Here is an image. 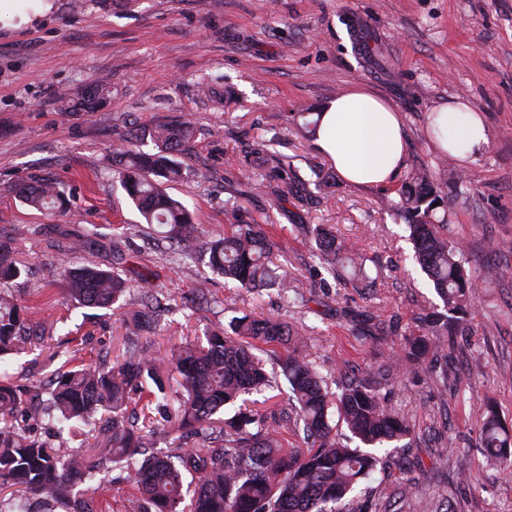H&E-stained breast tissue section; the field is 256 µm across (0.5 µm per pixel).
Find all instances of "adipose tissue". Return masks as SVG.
Returning <instances> with one entry per match:
<instances>
[{"instance_id": "ef3b65f1", "label": "adipose tissue", "mask_w": 512, "mask_h": 512, "mask_svg": "<svg viewBox=\"0 0 512 512\" xmlns=\"http://www.w3.org/2000/svg\"><path fill=\"white\" fill-rule=\"evenodd\" d=\"M319 118L315 143L342 178L356 185L392 184L403 165L404 130L384 99L356 87L336 96ZM429 124L440 147L462 158L488 143L482 117L465 104L439 107Z\"/></svg>"}]
</instances>
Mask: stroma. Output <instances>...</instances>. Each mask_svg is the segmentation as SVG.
I'll return each instance as SVG.
<instances>
[{
    "instance_id": "1",
    "label": "stroma",
    "mask_w": 512,
    "mask_h": 512,
    "mask_svg": "<svg viewBox=\"0 0 512 512\" xmlns=\"http://www.w3.org/2000/svg\"><path fill=\"white\" fill-rule=\"evenodd\" d=\"M39 22L0 16V241L12 242L26 272L0 286L46 346L0 360V382L51 387L76 365L123 351L126 320L140 309L141 280L166 305L153 352L171 350L232 317H281L305 336L306 353L334 385L340 374L384 365L401 334H422V314L441 300L414 259L404 224L395 223L378 187L343 180L314 140L297 131L295 112L320 111L355 86L400 112L403 173L433 167L440 155L428 117L462 102L483 117L488 144L457 159L448 176L449 237L479 285L462 336L448 351V378L397 371L388 404L410 423L409 448H383L364 489L376 512H512V469L481 452L486 402L512 424V0H54ZM234 90L218 104L204 78ZM107 82L94 112H65L62 92ZM186 117L195 137L183 156L193 171L170 187L202 237L235 224L274 227L272 259L287 263L306 305L276 290L225 287L204 265L130 234L138 211L112 169L128 124ZM282 155L279 175L250 168L249 145ZM58 179L65 213L20 203L21 180ZM302 224L331 225L365 260L370 288L340 286L313 254ZM97 232L95 248L72 266L119 274L131 288L109 309L70 298L59 276V245ZM398 323L400 333L363 343L349 314ZM133 491L126 470L107 464L99 479L76 484L80 512H119Z\"/></svg>"
}]
</instances>
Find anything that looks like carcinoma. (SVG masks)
Listing matches in <instances>:
<instances>
[{"label": "carcinoma", "mask_w": 512, "mask_h": 512, "mask_svg": "<svg viewBox=\"0 0 512 512\" xmlns=\"http://www.w3.org/2000/svg\"><path fill=\"white\" fill-rule=\"evenodd\" d=\"M111 86L99 83L61 97L66 112H91L103 105ZM195 135L186 120L144 128L122 139L116 147L114 175L136 206L147 231L168 242L182 259L199 260L213 274L237 288H276L293 292L288 267L270 260L274 243L264 225L240 224L231 234L203 241L188 208L170 196L163 185L191 175L177 154ZM148 140L151 149L134 148ZM249 164L271 173L281 169L282 156L258 142L249 151ZM445 183L428 168L408 174L397 198H387V209L406 223L418 261L432 281L446 313L432 319L425 336H405L394 363L404 369L427 364L431 372L448 377V345L462 334L461 321L478 288L477 277L465 267L461 244L448 238V215L436 216L443 202ZM25 205L39 211L64 210V187L55 180L14 186ZM320 260L331 271H347L350 281H365L367 274L353 250L324 224L309 227ZM63 276L72 297L88 307L108 308L129 289L127 280L95 267L74 268L62 262ZM22 273L10 242H0V282ZM146 297L132 319L130 340L156 333L161 302L148 282L140 285ZM32 339L19 308L0 295V357L20 354ZM284 349L279 357L282 374L297 403L288 409L249 399L278 387L277 373L266 370L256 354L260 346ZM305 339L280 318L235 317L230 331H210L205 342H184L172 350L171 371L181 378L183 391L170 393L166 380L145 351L131 352L110 365L81 364L57 376L48 423L58 436L93 426L101 437L94 456H69L60 446L28 434L19 413L31 394L22 388L0 385V512H28L22 498L37 495L48 503L65 499L71 484L96 476L102 460L130 470L138 494L128 500L126 512H370L371 500L354 496L380 464L374 449L399 444L411 435L404 417L386 405L380 393L384 374L366 369L359 376L338 382L337 391L325 385L304 352ZM151 397L139 423L125 418L132 395ZM236 406L229 418L226 407ZM338 417L351 438V447L336 438L333 417ZM303 433L305 448H286L282 436ZM177 434L166 454L147 451L149 437ZM190 437H202L213 447L195 448ZM480 446L486 454L512 466V432L488 403L480 426Z\"/></svg>", "instance_id": "1"}]
</instances>
